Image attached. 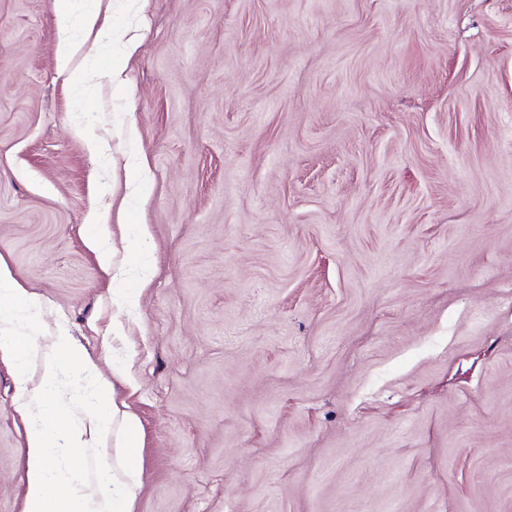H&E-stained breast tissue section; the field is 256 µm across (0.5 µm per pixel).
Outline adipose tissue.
<instances>
[{
  "mask_svg": "<svg viewBox=\"0 0 512 512\" xmlns=\"http://www.w3.org/2000/svg\"><path fill=\"white\" fill-rule=\"evenodd\" d=\"M98 20L94 9L76 15L63 6L56 12L57 70L78 87L85 75L73 69L72 61L79 52L94 53L87 38ZM33 307L26 289L0 264V351L15 359L17 407L27 422L24 512H130L143 483L133 444L136 419L120 410L98 367L78 359V345L65 328H57L49 344H41ZM72 375L89 409L63 425L57 419L66 401L61 386ZM60 444L67 454L57 459L52 450ZM95 471L111 475V495L97 490L91 478Z\"/></svg>",
  "mask_w": 512,
  "mask_h": 512,
  "instance_id": "adipose-tissue-1",
  "label": "adipose tissue"
}]
</instances>
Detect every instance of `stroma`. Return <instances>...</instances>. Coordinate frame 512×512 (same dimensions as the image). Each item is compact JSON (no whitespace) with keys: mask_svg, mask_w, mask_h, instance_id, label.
Masks as SVG:
<instances>
[{"mask_svg":"<svg viewBox=\"0 0 512 512\" xmlns=\"http://www.w3.org/2000/svg\"><path fill=\"white\" fill-rule=\"evenodd\" d=\"M58 4L0 0V262L125 356L132 512H512V0H112L83 99ZM102 222V217L99 214H91L90 223L99 224L98 226L100 230V233L92 239L91 246L98 251L102 270L106 273H109L111 271H114V269L112 268V249L105 243L106 238L108 237V229L106 225L102 224Z\"/></svg>","mask_w":512,"mask_h":512,"instance_id":"35a3bbf8","label":"stroma"}]
</instances>
